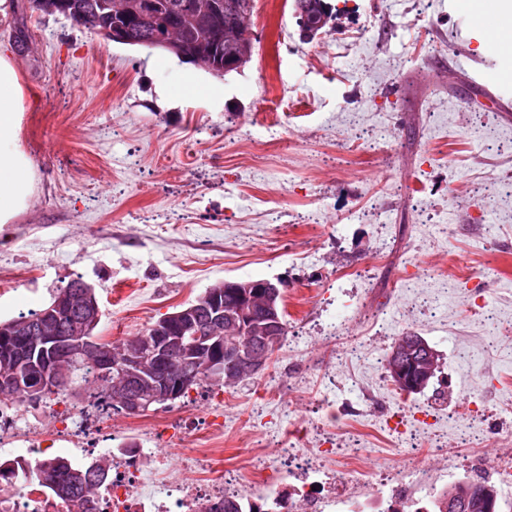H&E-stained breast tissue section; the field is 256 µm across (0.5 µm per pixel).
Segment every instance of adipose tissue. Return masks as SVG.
I'll return each instance as SVG.
<instances>
[{
  "label": "adipose tissue",
  "instance_id": "obj_1",
  "mask_svg": "<svg viewBox=\"0 0 512 512\" xmlns=\"http://www.w3.org/2000/svg\"><path fill=\"white\" fill-rule=\"evenodd\" d=\"M25 93L10 52L0 51V224L25 210L33 192L31 159L17 145Z\"/></svg>",
  "mask_w": 512,
  "mask_h": 512
}]
</instances>
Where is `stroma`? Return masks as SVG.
<instances>
[{"instance_id": "1", "label": "stroma", "mask_w": 512, "mask_h": 512, "mask_svg": "<svg viewBox=\"0 0 512 512\" xmlns=\"http://www.w3.org/2000/svg\"><path fill=\"white\" fill-rule=\"evenodd\" d=\"M333 29L299 40L293 0H254L252 59L220 97L169 104L185 62L107 42L11 0L0 43L27 96L18 145L29 206L0 224V320L91 283L98 335L143 334L224 279H286L288 334L270 366L227 389L208 381L172 411L89 407L81 385L28 406L32 460L75 466L61 414L82 412L107 447H142L160 423L214 467L248 476L278 443L366 449L401 463L408 438L435 474L479 456L493 471L512 417V108L494 109L459 55L483 64L485 33L460 40L465 0H329ZM25 33L27 48L14 46ZM412 331L440 355L406 396L383 359ZM469 413H456L463 399Z\"/></svg>"}]
</instances>
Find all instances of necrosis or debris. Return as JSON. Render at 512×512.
Returning <instances> with one entry per match:
<instances>
[{"mask_svg":"<svg viewBox=\"0 0 512 512\" xmlns=\"http://www.w3.org/2000/svg\"><path fill=\"white\" fill-rule=\"evenodd\" d=\"M112 479L100 491L95 512H213L227 499H248L234 474L219 471L201 481L197 474L208 457L201 448L186 449L182 476L164 480L165 457H156L153 469L141 464V449L113 448ZM361 449H346L349 460L344 478H337L332 451L315 449L309 462L288 448V468L278 458L260 457L257 470L263 487L259 499L267 512H423L426 498L436 490L429 476L418 473L411 462L370 473L356 466ZM287 470L288 478L274 480Z\"/></svg>","mask_w":512,"mask_h":512,"instance_id":"obj_1","label":"necrosis or debris"}]
</instances>
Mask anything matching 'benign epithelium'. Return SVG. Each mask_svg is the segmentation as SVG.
<instances>
[{
  "instance_id": "7a95c632",
  "label": "benign epithelium",
  "mask_w": 512,
  "mask_h": 512,
  "mask_svg": "<svg viewBox=\"0 0 512 512\" xmlns=\"http://www.w3.org/2000/svg\"><path fill=\"white\" fill-rule=\"evenodd\" d=\"M37 12L77 18L84 12L77 0H37ZM101 14L110 22L94 33L101 39L122 44H145L174 53L183 61L211 72H239L251 59L255 36L249 20L224 21L226 0H193L188 10L173 15L167 27H176L181 37L171 39L157 31L144 33L143 23L151 20L157 7L155 0H99ZM318 10L330 17L331 5L325 0H308L295 11L299 37L309 42L319 36L309 21V11ZM231 48L230 57L223 56ZM286 281L277 278L260 280H224L212 285L203 303L166 316L154 327L152 335L129 341L118 353H109L104 340L90 336L99 320L97 298L84 280L75 283L76 290L58 301L55 308L80 312L81 318L71 330L52 329L45 317L23 319L13 323L4 336L31 338V346L53 354H79L93 361L101 376L123 393V407L133 414L150 411L156 404L173 400L185 385L184 375L198 366L214 370L212 378L224 388L237 385L245 376H254L270 365L280 340L281 320L277 302ZM238 292L237 313L224 311V290ZM254 336L258 345L244 352L224 339ZM387 377L398 385L416 391L426 387L439 369V355L428 342L412 334L400 336L388 356ZM177 364L173 369L171 364ZM40 386L53 388L67 379V373L47 364L40 368Z\"/></svg>"
}]
</instances>
